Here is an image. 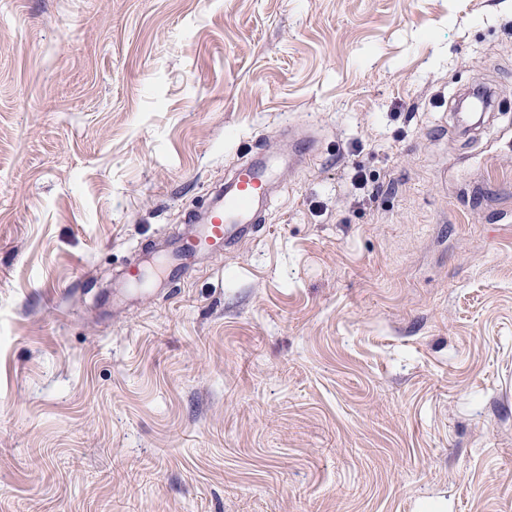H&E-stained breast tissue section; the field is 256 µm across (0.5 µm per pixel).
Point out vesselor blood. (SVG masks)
Masks as SVG:
<instances>
[{
    "label": "vessel or blood",
    "instance_id": "obj_1",
    "mask_svg": "<svg viewBox=\"0 0 512 512\" xmlns=\"http://www.w3.org/2000/svg\"><path fill=\"white\" fill-rule=\"evenodd\" d=\"M312 144L310 136H293L289 139L287 155L271 154L241 166L224 187L223 204L211 211L205 223L192 225L189 231L166 246L163 279H175L198 259L251 239L262 221L280 166L285 164L293 170L311 163L314 159Z\"/></svg>",
    "mask_w": 512,
    "mask_h": 512
}]
</instances>
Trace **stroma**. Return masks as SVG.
I'll return each mask as SVG.
<instances>
[{
    "label": "stroma",
    "mask_w": 512,
    "mask_h": 512,
    "mask_svg": "<svg viewBox=\"0 0 512 512\" xmlns=\"http://www.w3.org/2000/svg\"><path fill=\"white\" fill-rule=\"evenodd\" d=\"M0 512H512V0H0ZM313 139L308 135H298L289 138L288 171L303 168L311 163L315 156L312 151ZM283 155L265 158L241 166L224 187V202L217 205L204 224L191 229L171 242L160 280H173L198 258L238 247L251 239L262 222V213L271 189L280 178L278 170Z\"/></svg>",
    "instance_id": "obj_1"
}]
</instances>
